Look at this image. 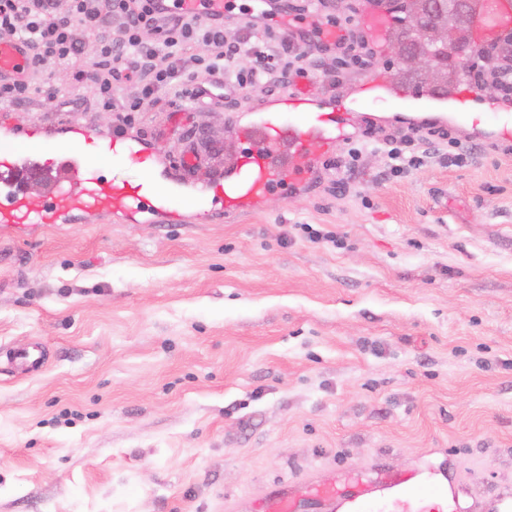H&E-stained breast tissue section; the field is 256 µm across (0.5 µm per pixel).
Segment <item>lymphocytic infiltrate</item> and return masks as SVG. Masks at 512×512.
I'll return each instance as SVG.
<instances>
[{"label": "lymphocytic infiltrate", "mask_w": 512, "mask_h": 512, "mask_svg": "<svg viewBox=\"0 0 512 512\" xmlns=\"http://www.w3.org/2000/svg\"><path fill=\"white\" fill-rule=\"evenodd\" d=\"M0 0V41L26 43L33 69L74 65L76 82L92 80L104 106H111L120 85L131 81L135 92L123 105L136 112L156 103L159 91L181 93L199 76L213 78L215 91L227 94L306 76L303 51L296 41L269 55H256L242 66L244 44L224 38L223 24H208L188 14L171 19L155 0ZM92 34L95 53L83 60L78 32Z\"/></svg>", "instance_id": "1"}]
</instances>
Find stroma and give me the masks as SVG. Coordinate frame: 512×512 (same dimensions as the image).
Here are the masks:
<instances>
[{"instance_id": "obj_1", "label": "stroma", "mask_w": 512, "mask_h": 512, "mask_svg": "<svg viewBox=\"0 0 512 512\" xmlns=\"http://www.w3.org/2000/svg\"><path fill=\"white\" fill-rule=\"evenodd\" d=\"M366 76L305 83L330 102ZM70 80L40 69L0 112V141L115 130L171 177L194 134L223 144L221 171L241 144L229 119L294 91L192 112L165 93L140 112L88 88L45 99ZM405 126L394 108L356 110L318 178L255 212L0 231V512H263L276 491L332 482L381 498L386 472L443 494L456 481L467 504L512 489V153L438 126L421 169L385 177L370 151L344 177L349 148ZM32 346L38 370L12 362Z\"/></svg>"}]
</instances>
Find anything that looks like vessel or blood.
I'll return each mask as SVG.
<instances>
[{"instance_id":"vessel-or-blood-1","label":"vessel or blood","mask_w":512,"mask_h":512,"mask_svg":"<svg viewBox=\"0 0 512 512\" xmlns=\"http://www.w3.org/2000/svg\"><path fill=\"white\" fill-rule=\"evenodd\" d=\"M241 4L251 13L281 22V13L270 0H157L160 11L172 17L194 13L208 23L223 19L227 6ZM512 30V0H482L475 20L476 42L490 43ZM29 58L22 41L0 43V82L24 79ZM363 98L382 103L398 97L401 103H422L419 124L433 121L463 122L474 129L489 128L504 141H512V111L484 98L476 87L464 85L450 95L410 89L394 92L380 74L361 87ZM233 134L242 136L246 146L224 174L209 178L207 186L222 202L225 214L260 210L271 188L284 185L296 189L316 178L318 166L336 144L345 138L344 116L322 111L309 93L282 98L272 112L260 113L247 125L232 124ZM53 159H43L38 148L26 142L0 146V224H60L67 220L95 216L146 213L168 224L183 221L177 209L179 195L187 194L192 204L201 205L205 195L194 193L193 184L208 161L195 144H187L176 160L178 176L160 183L154 175L151 154L133 149L120 135L81 132L75 140L54 147ZM113 161H130L143 171L139 183L106 180L98 165L103 156ZM42 184L40 203H33L29 185Z\"/></svg>"}]
</instances>
